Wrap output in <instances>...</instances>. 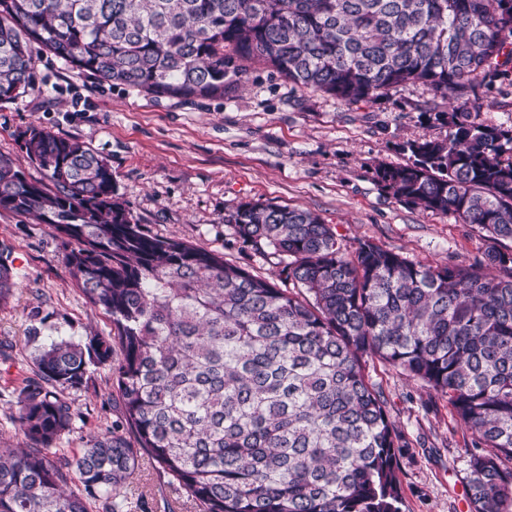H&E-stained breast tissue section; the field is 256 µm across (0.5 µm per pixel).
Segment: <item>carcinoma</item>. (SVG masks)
Here are the masks:
<instances>
[{"mask_svg":"<svg viewBox=\"0 0 512 512\" xmlns=\"http://www.w3.org/2000/svg\"><path fill=\"white\" fill-rule=\"evenodd\" d=\"M37 50L185 101L224 98L252 60L348 104L421 84L451 131L378 176L497 247L468 265L370 240L351 254L310 210L245 203L224 223L278 259L261 277L150 234L102 156L30 128L24 148L53 188L0 157V209L54 228L114 336H45L51 314L31 309L12 418L25 446L0 448V512H149L123 496L144 456L190 512H401L411 442L366 374L375 360L446 398L473 435L470 512H512V127L477 121L479 89L512 82V0H0V101L35 88ZM14 277L1 249L0 304ZM102 366L124 423L61 456L82 419L66 394Z\"/></svg>","mask_w":512,"mask_h":512,"instance_id":"obj_1","label":"carcinoma"}]
</instances>
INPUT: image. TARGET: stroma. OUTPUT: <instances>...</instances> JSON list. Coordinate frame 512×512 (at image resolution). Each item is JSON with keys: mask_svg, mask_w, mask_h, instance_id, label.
I'll return each instance as SVG.
<instances>
[{"mask_svg": "<svg viewBox=\"0 0 512 512\" xmlns=\"http://www.w3.org/2000/svg\"><path fill=\"white\" fill-rule=\"evenodd\" d=\"M35 75L34 91L0 102V156L42 182L43 170L22 146L23 132L36 126L78 139L108 160L121 200L146 231L212 251L254 274H271L274 259L224 241L225 213L247 202L311 210L336 227L348 250L368 239L427 265L472 263L492 247L475 226L400 201L377 178L380 166L407 160L408 143L450 131L438 118L446 104H433L422 85L349 105L299 90L249 62L224 99L182 102L98 81L46 52L35 55ZM0 246L10 250L16 274L13 295L0 307V340L13 344L16 358L0 361V443L15 445L23 436L11 421L9 393L29 354L30 310L42 306L52 314L51 325L76 337L109 335L112 322L84 297L51 226L0 210ZM368 372L383 386L391 417L414 441L401 461L403 512H469L470 431L445 398L379 363ZM72 400L84 422L58 445L73 456L88 436L119 419L111 372L98 369L89 389ZM124 492L132 502L147 498L153 512H186L146 460Z\"/></svg>", "mask_w": 512, "mask_h": 512, "instance_id": "35a3bbf8", "label": "stroma"}]
</instances>
